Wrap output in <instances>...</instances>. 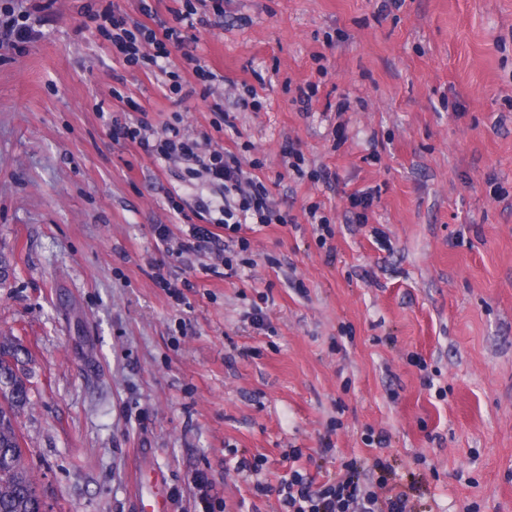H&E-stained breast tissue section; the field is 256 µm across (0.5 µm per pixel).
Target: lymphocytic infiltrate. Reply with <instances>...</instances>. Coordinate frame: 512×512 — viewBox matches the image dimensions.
<instances>
[{"instance_id":"1","label":"lymphocytic infiltrate","mask_w":512,"mask_h":512,"mask_svg":"<svg viewBox=\"0 0 512 512\" xmlns=\"http://www.w3.org/2000/svg\"><path fill=\"white\" fill-rule=\"evenodd\" d=\"M140 18L122 13L114 0L86 8L84 27L95 30L110 40L112 49L130 68H151L159 62L169 63L166 70L167 95L185 101L194 95H207L217 75L198 55L185 51L188 31L194 26L196 9L186 0L183 9L173 11V19L159 26L147 22L152 15L149 4H142ZM184 50L185 60L193 65L196 83L184 81L177 66L171 65L173 51ZM114 141L137 146L144 154L161 161H185L184 177L202 179L220 187L224 202L213 229L188 224L179 243L180 251L211 252L224 267L225 277L238 275L248 265L251 242L247 236L252 227L289 224L293 218L275 204L257 171L260 161L243 165L238 153L230 150L201 152L199 143L180 122L165 123L159 132H151L148 122L136 120L113 123ZM301 449H289L288 471L276 484L263 482V463L242 458L233 471L253 478L257 492L275 497L276 512H419L417 489L397 481L388 460L376 455L369 459L350 458L341 462L336 476L310 472L299 464Z\"/></svg>"}]
</instances>
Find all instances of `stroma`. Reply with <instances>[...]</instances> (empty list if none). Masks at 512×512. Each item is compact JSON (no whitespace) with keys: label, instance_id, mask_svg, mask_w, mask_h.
Returning a JSON list of instances; mask_svg holds the SVG:
<instances>
[{"label":"stroma","instance_id":"obj_1","mask_svg":"<svg viewBox=\"0 0 512 512\" xmlns=\"http://www.w3.org/2000/svg\"><path fill=\"white\" fill-rule=\"evenodd\" d=\"M90 2L0 0L41 18L22 50L0 49V337L28 351L35 394L17 420L51 512H134L136 483L168 512H203L201 476L210 512H273L225 473L229 449L263 457L273 483L291 448L332 473L370 457L369 427L423 512H512V0L202 5L185 48L220 80L177 109L159 69L125 67L82 29ZM309 82L317 94L295 103ZM250 87L261 109L223 125ZM176 116L202 148L262 160L293 218L250 233L238 277L169 253L185 225L168 193L192 211L222 190L108 130ZM290 139L332 186L288 173ZM370 190L359 229L347 197ZM311 202L336 226L334 254ZM159 272L187 282L183 303ZM261 294L265 330L243 319ZM308 224L312 227V233L315 235L317 243L321 249H326V253L333 254L334 246L331 241L334 239L336 231L331 218L325 213L321 204L317 202L310 203L305 208Z\"/></svg>","mask_w":512,"mask_h":512}]
</instances>
